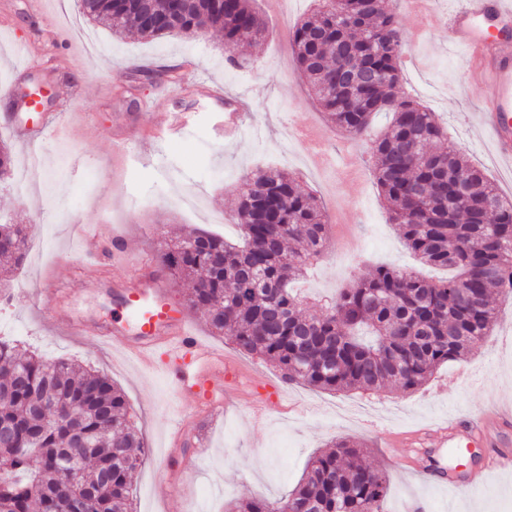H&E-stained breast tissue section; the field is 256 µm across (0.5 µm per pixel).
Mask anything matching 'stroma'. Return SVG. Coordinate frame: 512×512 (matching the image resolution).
<instances>
[{"label": "stroma", "instance_id": "obj_1", "mask_svg": "<svg viewBox=\"0 0 512 512\" xmlns=\"http://www.w3.org/2000/svg\"><path fill=\"white\" fill-rule=\"evenodd\" d=\"M256 4L268 33L254 46L237 48L231 64L216 33L146 42L112 35L89 21L77 0H0V117L15 111L18 90L41 87L51 91V109L64 128L62 135L26 148L0 124V142L13 156L11 177L0 182V223L30 228L26 258L0 292V339L48 360L71 359L121 388L145 443L133 487L136 512H227L241 498L279 499L298 483L309 457L336 438L362 442L374 466L387 472L383 512H402L415 497L428 512H512V471L461 494L406 473L404 458L412 447L402 440L455 415L512 408V296H495L491 336L413 393H331L292 385L287 410L258 426L237 404L248 395L245 385L217 382L236 402L212 425L206 451L176 481L161 475L159 463L176 414L185 415L187 430L198 427L190 405L166 399L159 373H144L117 350L58 329L72 317L111 322V296L91 289L55 310L40 303L46 278L112 272L101 259V243L80 239L73 225H121L128 253L153 260L156 241L173 239L184 228L235 242L238 187L266 167L288 171L322 201L338 245L304 283L314 295L308 314H320L321 297L345 287L363 267L414 266L388 218L365 146L351 143L356 160H346L337 148L342 133L327 123L296 70L287 28L312 11L313 0ZM399 20L405 37L401 91L434 112L456 146L512 198V184L502 182L492 147L477 130L483 89L469 73L467 54L449 46L446 28L428 13L406 12ZM199 81L247 97L236 139H224L223 104L194 95ZM116 134L128 145L121 155L112 152ZM217 215L224 223H214ZM188 317L228 358L279 380L260 356L212 334L199 313Z\"/></svg>", "mask_w": 512, "mask_h": 512}]
</instances>
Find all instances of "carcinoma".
<instances>
[{
  "label": "carcinoma",
  "mask_w": 512,
  "mask_h": 512,
  "mask_svg": "<svg viewBox=\"0 0 512 512\" xmlns=\"http://www.w3.org/2000/svg\"><path fill=\"white\" fill-rule=\"evenodd\" d=\"M143 2L80 0V8L114 33L146 40L205 27L221 33L230 52L266 34L255 0H155L152 23L143 20ZM318 2L289 31L298 72L331 126L355 139L368 135L376 114H392L369 144L377 188L405 247L420 264L451 276L433 282L369 267L325 301L320 316L305 314L306 298L292 284L327 250L329 228L317 197L273 169L241 188L240 242L191 231L163 246L159 268L193 277L185 305L287 383L334 393L391 385L410 393L491 335L492 289L512 287V200L448 141L434 113L400 93L404 36L392 0ZM344 57L360 67L340 73ZM457 174L467 177L469 191L454 197ZM1 238L12 247L0 250V261L20 264L29 229L0 224ZM142 447L126 397L108 377L0 341V468L7 469L0 512H73L76 497L104 483L93 512H133ZM388 487L387 473L363 447L343 439L309 460L278 505L243 498L229 512H379Z\"/></svg>",
  "instance_id": "cac0c4a2"
}]
</instances>
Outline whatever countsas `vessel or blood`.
<instances>
[{
	"mask_svg": "<svg viewBox=\"0 0 512 512\" xmlns=\"http://www.w3.org/2000/svg\"><path fill=\"white\" fill-rule=\"evenodd\" d=\"M447 22L449 42L467 50L471 64L481 70L486 100L478 124L489 135L498 162L512 170V54L498 49L499 35L512 30V0H462L448 12ZM199 94L224 101L229 110L224 134L238 136L242 129L241 100L206 84L200 85ZM112 286L111 323L91 328L76 320L69 327L70 333L118 347L143 370H162L173 400L190 403L209 420L222 418L224 396L216 392L213 382L224 376L238 381L243 374L225 362L222 348L192 330L156 267L139 260L133 276L113 281ZM280 404L279 387L259 385L251 394L250 412L260 419ZM511 425V416L488 413L458 417L420 433L413 439L414 453L420 460L413 471L423 477L450 480V470L428 457V442L459 452L484 447L478 468L455 485L458 492H468L512 466V441L501 435L502 429Z\"/></svg>",
	"mask_w": 512,
	"mask_h": 512,
	"instance_id": "obj_1",
	"label": "vessel or blood"
}]
</instances>
